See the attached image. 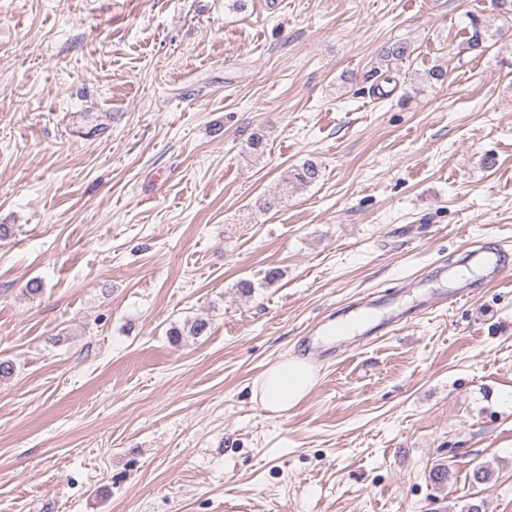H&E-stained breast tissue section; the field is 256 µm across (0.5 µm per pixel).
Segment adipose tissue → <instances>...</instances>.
<instances>
[{
	"instance_id": "obj_1",
	"label": "adipose tissue",
	"mask_w": 512,
	"mask_h": 512,
	"mask_svg": "<svg viewBox=\"0 0 512 512\" xmlns=\"http://www.w3.org/2000/svg\"><path fill=\"white\" fill-rule=\"evenodd\" d=\"M317 382L307 361L284 356L268 365L251 384V395L265 410L282 414L298 405Z\"/></svg>"
}]
</instances>
